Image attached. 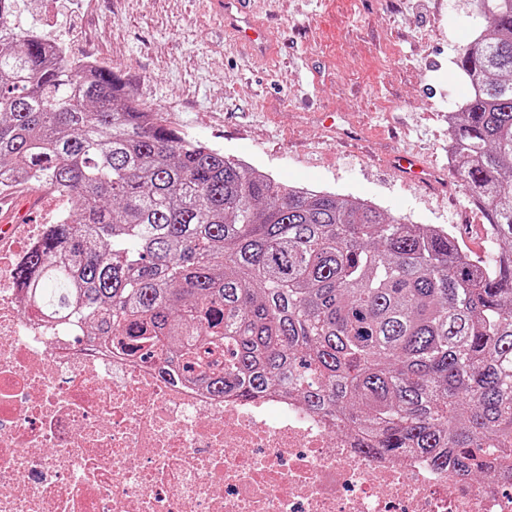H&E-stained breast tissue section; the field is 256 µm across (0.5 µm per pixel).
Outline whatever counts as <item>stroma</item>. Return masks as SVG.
<instances>
[{
  "mask_svg": "<svg viewBox=\"0 0 512 512\" xmlns=\"http://www.w3.org/2000/svg\"><path fill=\"white\" fill-rule=\"evenodd\" d=\"M273 57L233 46L207 0H18L21 27L120 68L168 123L276 179L369 199L498 251L448 164V115L470 95L456 60L484 28L475 0H250ZM415 153L428 190L387 165Z\"/></svg>",
  "mask_w": 512,
  "mask_h": 512,
  "instance_id": "obj_1",
  "label": "stroma"
}]
</instances>
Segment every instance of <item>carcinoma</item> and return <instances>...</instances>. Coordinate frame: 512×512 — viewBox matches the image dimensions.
<instances>
[{
	"label": "carcinoma",
	"instance_id": "1",
	"mask_svg": "<svg viewBox=\"0 0 512 512\" xmlns=\"http://www.w3.org/2000/svg\"><path fill=\"white\" fill-rule=\"evenodd\" d=\"M0 0V172L75 205L15 279L35 314L149 344L217 396L302 399L369 454L512 479V0L457 65L451 170L499 241L290 185L168 125Z\"/></svg>",
	"mask_w": 512,
	"mask_h": 512
}]
</instances>
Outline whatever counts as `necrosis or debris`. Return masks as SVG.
I'll use <instances>...</instances> for the list:
<instances>
[{
  "mask_svg": "<svg viewBox=\"0 0 512 512\" xmlns=\"http://www.w3.org/2000/svg\"><path fill=\"white\" fill-rule=\"evenodd\" d=\"M0 243V512H512V484L362 453L280 394L219 398L160 352L31 317Z\"/></svg>",
  "mask_w": 512,
  "mask_h": 512,
  "instance_id": "obj_1",
  "label": "necrosis or debris"
}]
</instances>
